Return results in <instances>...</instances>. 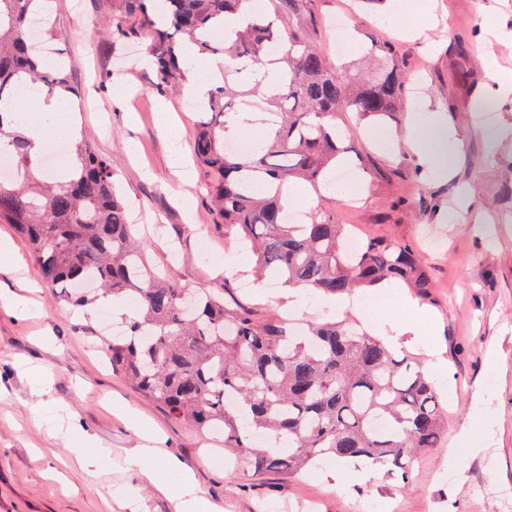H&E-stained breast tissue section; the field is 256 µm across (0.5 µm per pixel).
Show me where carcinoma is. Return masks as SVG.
Masks as SVG:
<instances>
[{
	"mask_svg": "<svg viewBox=\"0 0 512 512\" xmlns=\"http://www.w3.org/2000/svg\"><path fill=\"white\" fill-rule=\"evenodd\" d=\"M40 2L0 0V102L18 98L20 86L39 84L52 94L66 85L63 67H43L31 35ZM127 2L141 13L138 31L152 41L161 85L181 77L187 42L200 55L220 56L224 80L198 105L192 146L217 176L214 210L262 276L327 295L368 292L384 281L428 294L431 280L413 246L369 238L354 254L351 230L334 214L320 209L292 222L284 205L295 182L319 196L329 189L336 165L348 163L345 136H360L368 124L390 127L408 81L395 46L379 47L354 80L285 26L276 8L230 31L224 17L244 0H166V17L149 14L146 0ZM277 39L288 43L279 59L269 55ZM275 62L279 78L269 86L262 67ZM246 66L254 88L265 91L268 119L262 139L239 154L229 150L227 132L240 121L242 92L232 76ZM1 149L19 176L0 180V224L25 241L44 282L74 306L98 300L76 287L83 281L114 298H138L124 333L108 343L109 363L171 418L221 432L229 468L298 474L332 457L389 465L406 480L421 452L443 441L447 413L434 384L412 358L360 325L331 319L291 335L279 319L258 321L158 273L131 224L112 160L92 145L76 146V164L63 176L37 178L31 141L0 112Z\"/></svg>",
	"mask_w": 512,
	"mask_h": 512,
	"instance_id": "carcinoma-1",
	"label": "carcinoma"
}]
</instances>
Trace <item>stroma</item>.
Wrapping results in <instances>:
<instances>
[{
	"label": "stroma",
	"instance_id": "35a3bbf8",
	"mask_svg": "<svg viewBox=\"0 0 512 512\" xmlns=\"http://www.w3.org/2000/svg\"><path fill=\"white\" fill-rule=\"evenodd\" d=\"M394 2L361 0L355 7L351 0H298L282 14L340 64L395 44L404 70L423 87L416 110L447 113L464 150L451 177L419 173L417 156L403 143L408 115L400 113L390 150L365 137L350 140L368 168L352 201L328 195L303 207L335 210L341 223L357 225L362 234L420 249L432 277L428 298H414L409 308L386 306L377 334L389 336L393 322L415 325L397 350L425 365L443 359L447 438L418 458L406 480L383 467L330 459L298 475L246 476L233 484L228 470L210 461L224 449L221 435L172 420L135 392L107 359L111 324L43 284L25 243L0 224V235L13 238L18 251L14 258L0 254V300L31 299L37 307L28 317L0 303V512H130L121 491L133 484L139 512H174L158 488L177 478L164 461L153 465L155 482L141 483L118 458L151 430L161 433L166 459L194 472L200 497L219 512H306L312 501L319 512H351L357 503L384 512L393 502L401 512H512V205L498 199L507 173L495 158L496 151L512 152V139L490 144L492 131L512 125V107L475 111L486 94V63L512 80V0H433L431 14L420 17L396 15ZM51 9L46 45L64 60L65 96L79 138L114 161V178L132 223L147 237L151 264L180 286L208 289L259 320L285 314L356 319L364 294L344 296L338 312L308 293L293 306L284 284L255 280L248 255L226 258L224 247L234 237L212 209L213 177L189 140L172 145L159 124L157 104L164 100L192 129L191 98L181 88L159 89L156 68L144 60L124 64L147 42L111 35L123 0H52ZM339 16L351 25L342 40L329 27ZM177 150L191 171L195 207L189 214L169 166ZM453 209L459 217L452 221ZM473 211L484 213L485 223H469ZM32 367L50 380L44 392L33 389ZM56 407L77 427L69 440L47 437L32 424L34 409ZM85 434L112 449L104 469L86 472L72 455Z\"/></svg>",
	"mask_w": 512,
	"mask_h": 512
}]
</instances>
